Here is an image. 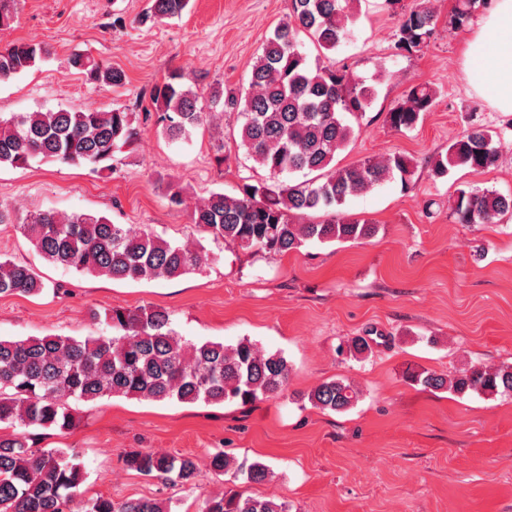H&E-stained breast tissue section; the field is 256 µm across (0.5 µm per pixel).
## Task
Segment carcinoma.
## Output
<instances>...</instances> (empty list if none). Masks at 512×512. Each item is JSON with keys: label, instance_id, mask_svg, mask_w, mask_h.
Returning a JSON list of instances; mask_svg holds the SVG:
<instances>
[{"label": "carcinoma", "instance_id": "obj_1", "mask_svg": "<svg viewBox=\"0 0 512 512\" xmlns=\"http://www.w3.org/2000/svg\"><path fill=\"white\" fill-rule=\"evenodd\" d=\"M355 0H291L288 19L278 25L253 64L247 87L211 95L213 105L242 119L241 143L247 158L268 173V180L243 185L240 194L212 191L196 204L193 223L218 243L273 255L299 250L308 241L358 242L376 234V225L349 219L342 206L351 196L369 191L395 174L408 182L411 161L395 154L367 158L327 174L336 153L356 137L351 119L373 101V88L346 68L309 64L301 36L323 57L353 35ZM487 0H456L452 23L465 25L475 5ZM189 0H152L144 19L162 22L181 15ZM435 12L418 6L403 13L395 48L412 54L434 35ZM49 55L42 46L13 43L0 50V80L20 75ZM70 66L91 83L121 85L119 68L75 53ZM173 73L153 86L154 111L143 114L163 135L183 140L206 121L199 93ZM435 94L424 86L411 88L402 103L387 113L397 130L413 128L433 106ZM133 113L118 108L80 107L0 116V166L21 168L34 161H60L94 172L114 169L115 153L136 136ZM503 154L499 135L485 127L465 130L448 143L431 176L444 177L457 166L486 170ZM300 173L301 181L282 179ZM459 224H493L512 217V194L460 189L452 207ZM18 228L40 255L52 264L83 274L112 279H173L207 260L202 249L171 243L143 230L114 224L105 216L83 212L45 211L26 217ZM44 283L22 263L0 261V296H31ZM94 319L116 331L112 336L45 335L0 339V512H171L164 500L86 498L84 465L66 448L35 449L34 428L64 431L72 427L70 400L96 401L125 396L146 401L194 404L253 403L281 395L288 388V360L243 339L235 345L189 341L173 327L163 308L92 311ZM410 378L430 391L448 390L512 394V366L496 369L472 365L458 374L423 370ZM360 399L354 384L334 379L308 395L312 406L343 412ZM127 465L165 484L195 485L198 466L190 456L138 450ZM217 476L235 483H261L270 469L222 451L210 457ZM203 512H288L285 503L227 490L208 498Z\"/></svg>", "mask_w": 512, "mask_h": 512}]
</instances>
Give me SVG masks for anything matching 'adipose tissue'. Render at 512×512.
I'll list each match as a JSON object with an SVG mask.
<instances>
[{"label":"adipose tissue","instance_id":"ef3b65f1","mask_svg":"<svg viewBox=\"0 0 512 512\" xmlns=\"http://www.w3.org/2000/svg\"><path fill=\"white\" fill-rule=\"evenodd\" d=\"M463 57L470 87L497 111L512 113V0H494L466 38Z\"/></svg>","mask_w":512,"mask_h":512}]
</instances>
